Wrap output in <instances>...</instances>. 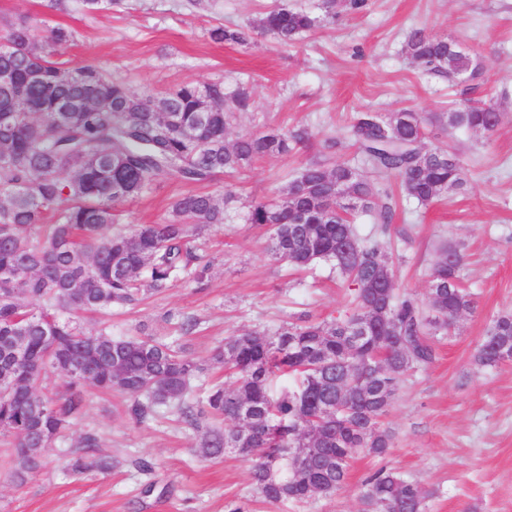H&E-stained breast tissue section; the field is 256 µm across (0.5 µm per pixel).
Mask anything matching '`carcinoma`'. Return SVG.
I'll return each mask as SVG.
<instances>
[{"label":"carcinoma","instance_id":"cac0c4a2","mask_svg":"<svg viewBox=\"0 0 512 512\" xmlns=\"http://www.w3.org/2000/svg\"><path fill=\"white\" fill-rule=\"evenodd\" d=\"M360 11L366 0H323ZM321 18L278 4L257 28L290 44L316 30ZM72 33L47 35L25 22L10 24L0 51V71L22 83L26 111H15L11 92L0 86V435L12 438L7 472L19 485L37 473L52 445L87 407L85 386L115 391L130 401L127 413L142 422L165 409L194 430L205 429L203 459L224 456L244 441L252 479L268 502L331 495L347 481L359 454L381 457L392 447L380 426L404 374L435 358L434 337L450 334L460 317L476 309L459 276L464 255L446 249L430 273L428 302L397 292L383 244L360 239L351 216L368 214L387 233L393 207L381 201L376 183L395 178L404 199L426 206L467 183L458 156L424 146L426 120L403 108L384 114L356 113L352 136L373 179L346 162L307 163L276 199L250 202L246 220L273 228L272 256L294 267L331 265L352 288L351 312L329 320L300 316L273 336L244 332L224 339L214 360L235 378L211 385L191 400L198 364L178 342L150 335L90 333L67 314L107 313L131 306L146 292L159 293L180 280L204 282L209 264L193 239L208 224L224 223L236 201L205 192L176 197L155 224L116 231L114 205L146 193L166 173L185 184H206L220 174L240 173L254 161L287 155L309 144L304 129H268L240 136L224 133L236 113L251 106L246 88L224 94V85L184 84L146 105L124 83L86 66L68 68L53 59L52 46ZM215 42L245 44L243 28L216 27ZM403 54L428 73L471 76L477 56L452 39L411 29ZM439 120L450 129L487 135L502 123L496 103L473 100L450 107ZM176 321L181 337L195 334L197 320ZM370 324L356 339L359 322ZM481 366L512 361V314L494 317L477 345ZM66 378L51 393L49 373ZM294 386L273 390L277 374ZM251 406L245 429L238 411ZM299 454L303 471L272 481L264 468L272 454ZM75 475L105 472L112 462L94 432L80 436L67 465ZM427 493L415 482L381 467L362 481V500L388 512H424Z\"/></svg>","mask_w":512,"mask_h":512}]
</instances>
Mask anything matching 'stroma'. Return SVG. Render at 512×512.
Segmentation results:
<instances>
[{"label": "stroma", "mask_w": 512, "mask_h": 512, "mask_svg": "<svg viewBox=\"0 0 512 512\" xmlns=\"http://www.w3.org/2000/svg\"><path fill=\"white\" fill-rule=\"evenodd\" d=\"M273 0H116L112 8L87 11L83 0H0V35L8 23L37 30L62 27L70 41L55 46L58 60L93 66L121 80L145 100L187 82H220L225 92L245 87L249 111L238 113L227 141L268 127H307L310 148L254 162L244 174L220 176L206 192L238 202L223 224L197 243L210 265L204 284L173 283L137 306L103 317L75 314L88 331L115 336L175 334L168 313L195 316L200 325L184 343L204 370L193 393L223 377L212 355L226 337L256 331L271 335L300 315L322 321L349 309L344 281L327 266L295 271L267 247L268 230L247 223L248 203L271 198L309 161L323 157L321 143L338 138L334 158L361 164L352 145L351 115L365 109L393 112L409 107L424 116L447 111L449 102L487 100L512 90V0H369L359 12L337 8L314 32L291 45L257 31ZM217 26L255 27L249 45L216 43ZM458 40L476 52L481 74L460 82L428 74L402 52L410 29ZM503 121L491 135L427 126L425 143L454 152L468 185L427 206L402 199L396 180L378 186L395 208L381 241L399 293L426 299L429 274L443 247L460 246L461 279L477 309L449 335L437 336L433 363L408 371L381 425L393 438L385 457L358 456L344 487L307 500L263 501L251 482L249 459L228 454L200 460V434L168 411L138 422L117 394L86 386L88 405L65 441L55 443L26 484L12 483L0 468V512H362L361 481L386 467L428 493L425 512H512V361L479 366L475 349L491 319L512 312V98L500 107ZM187 187L160 175L152 189L116 206L119 226L162 219L171 200ZM96 432L100 451L112 460L105 474L75 477L65 470L69 452L85 432ZM153 466L142 473L138 459ZM157 491L146 494L148 484Z\"/></svg>", "instance_id": "1"}]
</instances>
